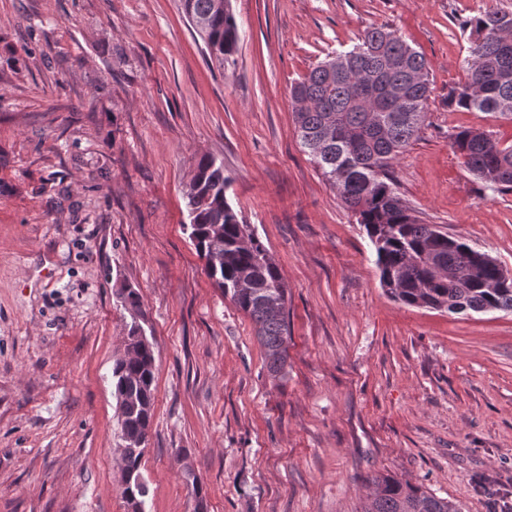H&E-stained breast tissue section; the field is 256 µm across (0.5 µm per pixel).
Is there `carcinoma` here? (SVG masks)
Returning a JSON list of instances; mask_svg holds the SVG:
<instances>
[{
    "mask_svg": "<svg viewBox=\"0 0 512 512\" xmlns=\"http://www.w3.org/2000/svg\"><path fill=\"white\" fill-rule=\"evenodd\" d=\"M215 0H181L188 18L206 22L201 35L219 66L233 60L239 29L230 7ZM467 27L465 79L448 92V105L493 112L512 120V12L490 10ZM344 59L336 65V58ZM430 95L427 62L394 31L372 27L349 51L312 68L291 88L309 101L293 109L298 143L322 177L357 218L375 248L382 288L410 306L461 313H512V273L486 252L413 215L391 176L393 161L419 136ZM454 152L485 187L512 189V144L492 133L465 129ZM224 165L199 160L184 191L187 228L204 270L235 307L247 315L265 350L268 372L283 374L288 357L287 284L278 264L243 224L225 194ZM121 306L141 310L139 293L124 289ZM129 326L124 355L112 366L122 398L121 431L131 453L126 467L141 473L152 424L155 349ZM364 512H461L446 499L390 475L372 478Z\"/></svg>",
    "mask_w": 512,
    "mask_h": 512,
    "instance_id": "carcinoma-1",
    "label": "carcinoma"
}]
</instances>
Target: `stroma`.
<instances>
[{
    "label": "stroma",
    "instance_id": "stroma-1",
    "mask_svg": "<svg viewBox=\"0 0 512 512\" xmlns=\"http://www.w3.org/2000/svg\"><path fill=\"white\" fill-rule=\"evenodd\" d=\"M211 62L180 0H0V512H126L112 365L137 289L156 347L145 512H361L375 475L461 512H512V313L409 306L294 136L291 87L366 29L423 53L432 92L392 165L420 220L512 271V190L454 153L465 21L512 0H230ZM228 202L279 265L290 337L268 373L249 317L204 271L185 184Z\"/></svg>",
    "mask_w": 512,
    "mask_h": 512
}]
</instances>
